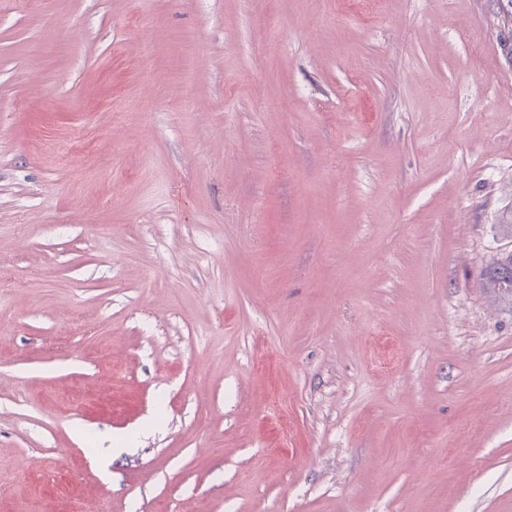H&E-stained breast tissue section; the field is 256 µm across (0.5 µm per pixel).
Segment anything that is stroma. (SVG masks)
Segmentation results:
<instances>
[{
    "label": "stroma",
    "instance_id": "35a3bbf8",
    "mask_svg": "<svg viewBox=\"0 0 512 512\" xmlns=\"http://www.w3.org/2000/svg\"><path fill=\"white\" fill-rule=\"evenodd\" d=\"M512 0H0V512H512ZM502 264L494 265L491 268H487L483 273L484 286L498 290L501 292L503 297L507 299L505 303L512 305V257H504ZM510 268V282H507L505 287L501 282H504L508 277Z\"/></svg>",
    "mask_w": 512,
    "mask_h": 512
}]
</instances>
